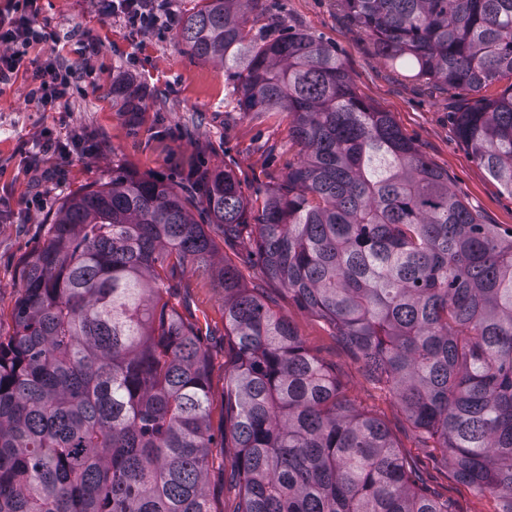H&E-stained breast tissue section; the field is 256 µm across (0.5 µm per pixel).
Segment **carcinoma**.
<instances>
[{"label": "carcinoma", "instance_id": "cac0c4a2", "mask_svg": "<svg viewBox=\"0 0 512 512\" xmlns=\"http://www.w3.org/2000/svg\"><path fill=\"white\" fill-rule=\"evenodd\" d=\"M254 0H200L178 36L233 73L247 112L288 113L300 158L262 201L236 175L112 178L67 196L0 336V512H213L235 449L239 512H455L416 484L385 423L243 281L258 265L328 322L462 483L512 512V232L479 222L335 51L256 39ZM379 55L449 91L473 159L512 195V0H340ZM249 244L216 262L215 238ZM224 291V430L212 355L181 289Z\"/></svg>", "mask_w": 512, "mask_h": 512}]
</instances>
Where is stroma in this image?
I'll return each mask as SVG.
<instances>
[{"mask_svg":"<svg viewBox=\"0 0 512 512\" xmlns=\"http://www.w3.org/2000/svg\"><path fill=\"white\" fill-rule=\"evenodd\" d=\"M40 7V21L55 29L58 40L32 50V57L71 65L86 58L93 72L54 112L41 111L30 100L26 76L0 86L2 335L12 330L23 266L42 243L46 222L66 195L107 180L113 166L176 181L196 168H225L253 199L283 178L299 152L286 113L242 111L232 74L193 57L175 31H133L99 0H40ZM246 17L254 36L302 31L330 45L357 92L391 112L424 158L447 173L449 188L479 221L512 230V195L472 159L457 136L450 117L456 94L406 77L386 63L338 0H255ZM47 129L61 138L79 131L94 150L30 162L37 138ZM244 279L297 326L306 347L335 370L357 407L385 422L429 495L452 501L457 512H495V498L456 481L442 449L420 441L397 401L359 372L323 320L297 305L283 286L267 281L260 268L246 269ZM188 280L190 307L213 333L210 424L218 435L224 427V296L204 276L192 274Z\"/></svg>","mask_w":512,"mask_h":512,"instance_id":"1","label":"stroma"}]
</instances>
